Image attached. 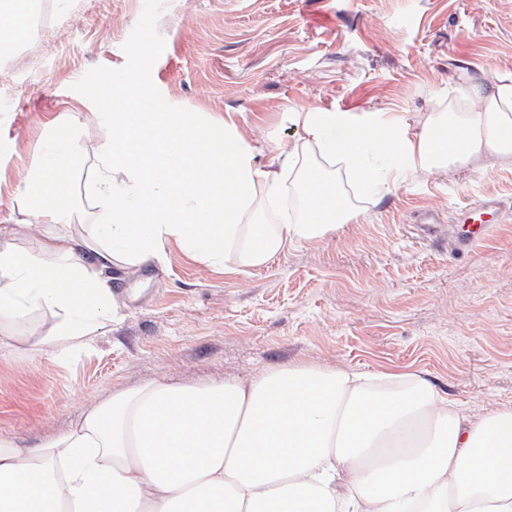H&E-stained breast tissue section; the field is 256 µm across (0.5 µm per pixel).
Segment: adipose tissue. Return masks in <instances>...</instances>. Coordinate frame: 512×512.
<instances>
[{"instance_id":"ef3b65f1","label":"adipose tissue","mask_w":512,"mask_h":512,"mask_svg":"<svg viewBox=\"0 0 512 512\" xmlns=\"http://www.w3.org/2000/svg\"><path fill=\"white\" fill-rule=\"evenodd\" d=\"M112 85L111 104L78 99L108 131L90 148L92 228L57 192L82 137L72 115L48 123L18 193L49 259L21 251L16 225L0 224V334L47 311L42 352L91 345L119 322L110 269L145 265L166 242L216 268H259L351 223L355 209L311 150L367 195L432 171L512 164V77L449 85L439 93L449 111L412 125L385 112H292L302 141L273 150L231 123L220 135L186 123L135 70ZM290 173L303 217L252 223ZM0 512H512V409L473 417L418 373L309 364L247 381H154L91 406L38 447L0 437Z\"/></svg>"}]
</instances>
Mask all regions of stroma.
<instances>
[{
    "mask_svg": "<svg viewBox=\"0 0 512 512\" xmlns=\"http://www.w3.org/2000/svg\"><path fill=\"white\" fill-rule=\"evenodd\" d=\"M44 18L0 48V221L44 257L15 188L48 120L104 73L151 61L175 108L232 119L248 141L294 145L292 112L416 119L462 74L512 76V0H37ZM357 217L224 271L177 244L113 269L121 323L58 356L33 343L44 312L0 338V435L34 447L86 405L157 380H248L296 363L418 372L469 414L512 408V165L419 175ZM491 224L463 223L489 198Z\"/></svg>",
    "mask_w": 512,
    "mask_h": 512,
    "instance_id": "35a3bbf8",
    "label": "stroma"
}]
</instances>
